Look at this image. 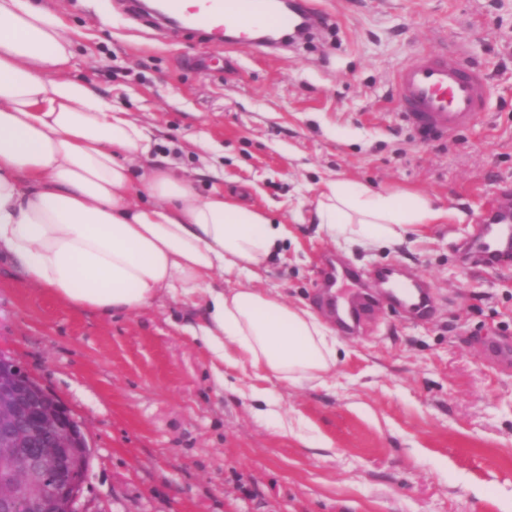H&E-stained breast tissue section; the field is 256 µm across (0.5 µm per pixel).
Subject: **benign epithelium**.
Wrapping results in <instances>:
<instances>
[{"instance_id":"benign-epithelium-1","label":"benign epithelium","mask_w":512,"mask_h":512,"mask_svg":"<svg viewBox=\"0 0 512 512\" xmlns=\"http://www.w3.org/2000/svg\"><path fill=\"white\" fill-rule=\"evenodd\" d=\"M90 457L83 424L16 359L0 353V512H79Z\"/></svg>"}]
</instances>
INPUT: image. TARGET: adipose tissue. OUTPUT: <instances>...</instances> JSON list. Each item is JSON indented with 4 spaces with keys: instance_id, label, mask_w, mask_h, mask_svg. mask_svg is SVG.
<instances>
[{
    "instance_id": "ef3b65f1",
    "label": "adipose tissue",
    "mask_w": 512,
    "mask_h": 512,
    "mask_svg": "<svg viewBox=\"0 0 512 512\" xmlns=\"http://www.w3.org/2000/svg\"><path fill=\"white\" fill-rule=\"evenodd\" d=\"M60 13L0 0V255L27 284L78 310L133 313L168 295L204 318L191 334L220 362L267 381L324 383L337 342L309 309L257 287L288 236L264 210L156 157L144 126L74 77ZM443 215L413 193L347 180L316 205L326 234L395 244ZM238 284L218 287L215 277Z\"/></svg>"
}]
</instances>
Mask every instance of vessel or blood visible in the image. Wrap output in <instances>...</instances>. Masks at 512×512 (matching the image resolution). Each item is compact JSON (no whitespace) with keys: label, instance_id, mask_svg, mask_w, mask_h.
Wrapping results in <instances>:
<instances>
[{"label":"vessel or blood","instance_id":"vessel-or-blood-1","mask_svg":"<svg viewBox=\"0 0 512 512\" xmlns=\"http://www.w3.org/2000/svg\"><path fill=\"white\" fill-rule=\"evenodd\" d=\"M125 11L141 22L163 21L242 47L262 46L257 31L281 32L290 28L297 16L313 19L321 15L313 0H295L291 12L278 9L274 0H196L190 7L185 6L184 0H154L148 9L143 8L141 0H125ZM395 86L400 109L426 135L451 134L473 125L482 116L489 93L484 72L432 53L401 67ZM476 236L480 266L499 268L512 264V223L478 225ZM319 275L331 287L338 280H345L346 290L334 296L333 302L342 329L353 331L372 306L365 291L366 273L355 268L340 272L330 267L320 270ZM375 277L381 283L398 285L396 301L400 305L421 316L431 312L433 298L423 282L401 281L395 266L378 270Z\"/></svg>","mask_w":512,"mask_h":512}]
</instances>
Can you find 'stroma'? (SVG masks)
<instances>
[{
  "label": "stroma",
  "instance_id": "obj_1",
  "mask_svg": "<svg viewBox=\"0 0 512 512\" xmlns=\"http://www.w3.org/2000/svg\"><path fill=\"white\" fill-rule=\"evenodd\" d=\"M79 72L149 129L159 157L286 225L261 287L328 327L319 267L404 266L434 306H382L337 334L325 384H275L279 419L257 414L249 369L216 376L189 334L192 303L162 296L133 313L73 309L27 286L0 257V352L80 420L91 458L80 512H512V267L460 258L489 208L512 202V0H315L330 17L265 54L128 18L121 0H46ZM430 51L484 71L487 112L421 138L395 75ZM430 198L446 218L403 243L348 245L320 231L328 182Z\"/></svg>",
  "mask_w": 512,
  "mask_h": 512
}]
</instances>
